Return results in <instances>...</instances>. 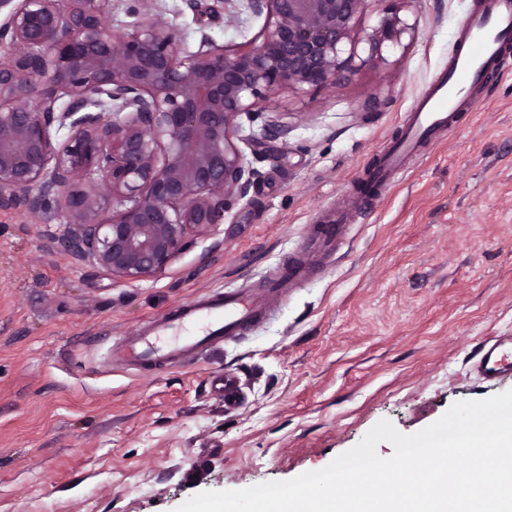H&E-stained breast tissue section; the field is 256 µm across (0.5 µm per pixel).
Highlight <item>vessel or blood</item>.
<instances>
[{
	"label": "vessel or blood",
	"mask_w": 512,
	"mask_h": 512,
	"mask_svg": "<svg viewBox=\"0 0 512 512\" xmlns=\"http://www.w3.org/2000/svg\"><path fill=\"white\" fill-rule=\"evenodd\" d=\"M511 41L512 0H477L459 28L447 71L406 113L398 141L366 172L352 206L336 205L319 215L307 237V258L292 259L273 281L252 294L212 291L177 304L164 320L116 339L113 361L137 370L158 362L187 363L244 334L260 317L264 301L318 274L321 259L341 245L354 208L367 206L372 195L395 182L423 142L449 133L456 113L476 108L474 90L488 74L512 72V50L507 47ZM477 356L474 369L480 377L512 375V336L493 337Z\"/></svg>",
	"instance_id": "vessel-or-blood-1"
}]
</instances>
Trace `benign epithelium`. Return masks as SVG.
<instances>
[{"label": "benign epithelium", "mask_w": 512, "mask_h": 512, "mask_svg": "<svg viewBox=\"0 0 512 512\" xmlns=\"http://www.w3.org/2000/svg\"><path fill=\"white\" fill-rule=\"evenodd\" d=\"M367 2L249 0L261 41L230 52L204 36L185 53L154 0H135L131 30L112 26V0H0V209L64 212L65 250L114 277L164 271L259 177L234 144L238 118L281 88L336 86ZM399 24L384 17L370 52Z\"/></svg>", "instance_id": "1"}]
</instances>
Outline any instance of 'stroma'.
<instances>
[{"instance_id":"1","label":"stroma","mask_w":512,"mask_h":512,"mask_svg":"<svg viewBox=\"0 0 512 512\" xmlns=\"http://www.w3.org/2000/svg\"><path fill=\"white\" fill-rule=\"evenodd\" d=\"M156 0L187 51L237 49L264 20L236 0ZM473 0H370L352 73L330 89L284 88L242 124L261 174L165 271L123 280L63 254L66 219L0 211V512H174L204 490H240L323 469L380 420L416 433L459 400L512 389L472 370L512 334V73L484 81L474 111L426 144L380 201L357 213L323 272L268 302L255 327L182 366H114L112 343L185 299L261 287L317 217L351 194L447 66ZM405 30L371 54L386 13ZM238 377L228 409L210 386Z\"/></svg>"}]
</instances>
